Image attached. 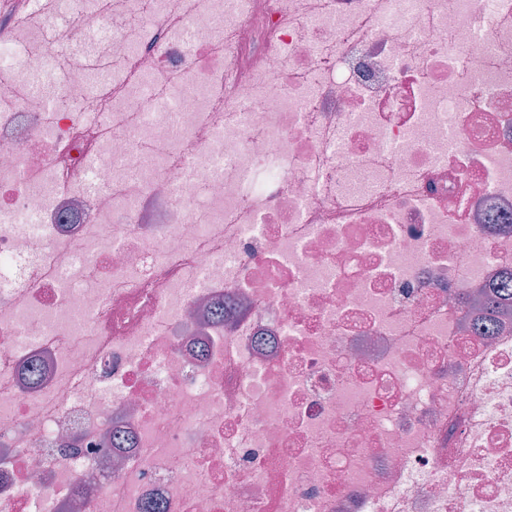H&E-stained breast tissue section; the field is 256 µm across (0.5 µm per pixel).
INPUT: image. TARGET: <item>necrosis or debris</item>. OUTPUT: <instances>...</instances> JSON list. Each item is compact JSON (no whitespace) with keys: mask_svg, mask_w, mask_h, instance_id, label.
Instances as JSON below:
<instances>
[{"mask_svg":"<svg viewBox=\"0 0 512 512\" xmlns=\"http://www.w3.org/2000/svg\"><path fill=\"white\" fill-rule=\"evenodd\" d=\"M6 213L0 512H512V0L0 19ZM483 288H488V291L484 294L478 328L487 336L496 325L495 316L501 312L502 304L512 299V270L504 271L500 277Z\"/></svg>","mask_w":512,"mask_h":512,"instance_id":"4bbe7bcc","label":"necrosis or debris"}]
</instances>
